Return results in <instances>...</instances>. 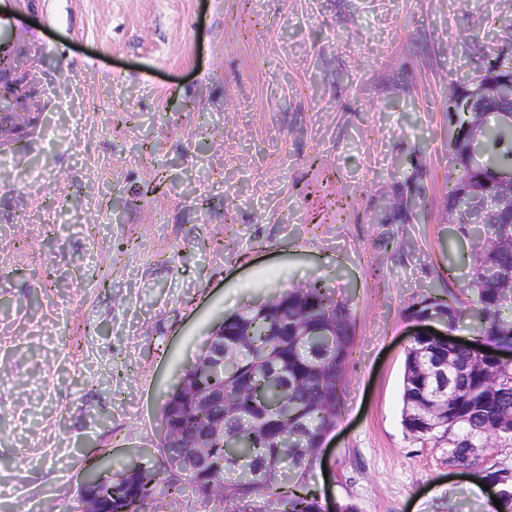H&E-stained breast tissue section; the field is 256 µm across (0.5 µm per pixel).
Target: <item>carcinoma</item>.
I'll return each instance as SVG.
<instances>
[{
  "instance_id": "cac0c4a2",
  "label": "carcinoma",
  "mask_w": 512,
  "mask_h": 512,
  "mask_svg": "<svg viewBox=\"0 0 512 512\" xmlns=\"http://www.w3.org/2000/svg\"><path fill=\"white\" fill-rule=\"evenodd\" d=\"M459 130L448 142L453 168L448 174V207L460 229L474 225L482 243L467 288L470 304L429 297L414 316L434 308L447 315L449 329L462 317L496 347L512 345V224L496 225L492 215L475 216L464 202L471 189L512 167V112H459ZM354 336L346 301L322 280L290 288L224 318V336L203 347L163 403L166 427L157 485L134 468L112 481V512H156L165 499L188 489L207 501L214 487L245 502L262 496L272 512H323L317 489L304 481L306 464L323 436L340 418V394ZM224 350V366L212 362ZM492 354L449 346L435 338L406 349L402 384V425L420 439L448 441V460L475 465L496 436L512 440V381ZM203 383L222 386L235 410L213 405L189 416L186 394ZM224 421L239 447L224 448L205 432L210 420ZM202 445L205 450L197 449ZM197 456L201 479L191 487L180 471Z\"/></svg>"
}]
</instances>
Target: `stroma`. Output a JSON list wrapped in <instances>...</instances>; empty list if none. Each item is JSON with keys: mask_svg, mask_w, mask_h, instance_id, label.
Masks as SVG:
<instances>
[{"mask_svg": "<svg viewBox=\"0 0 512 512\" xmlns=\"http://www.w3.org/2000/svg\"><path fill=\"white\" fill-rule=\"evenodd\" d=\"M29 19L53 96L0 149V512L154 471L164 396L211 332L316 278L355 321L306 470L322 505L484 512L446 442L406 433L401 392L413 310L471 297L448 134L455 96L512 60V0H41Z\"/></svg>", "mask_w": 512, "mask_h": 512, "instance_id": "obj_1", "label": "stroma"}]
</instances>
